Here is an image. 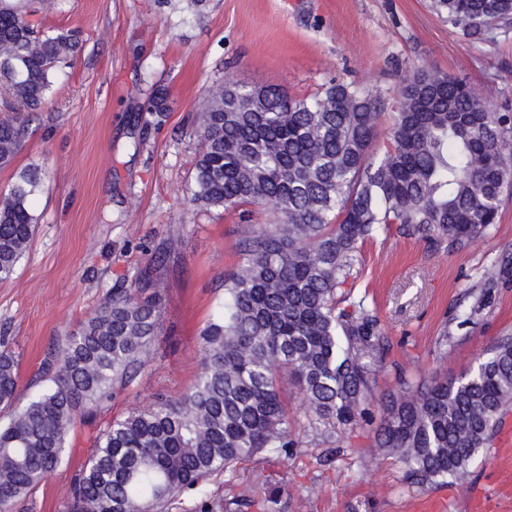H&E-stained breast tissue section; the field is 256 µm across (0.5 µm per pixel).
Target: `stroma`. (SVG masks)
<instances>
[{"mask_svg": "<svg viewBox=\"0 0 512 512\" xmlns=\"http://www.w3.org/2000/svg\"><path fill=\"white\" fill-rule=\"evenodd\" d=\"M47 27L74 34L80 51L63 67L0 190L35 165L45 168L34 199L29 251L0 281V332L18 364L17 405L39 391L46 352L78 328L115 288H127L153 253L162 330L137 384L99 417L174 399L200 370V332L224 301V277L240 262L241 211H206L189 201L196 160V106L234 80L309 97L340 80L384 102L404 76L444 72L473 85L488 106L512 111V32L475 39L452 28L432 0H55ZM168 108L149 109L154 91ZM512 259V192L499 220L459 252L385 231L364 242L356 294L377 308L393 360L413 377L433 367L447 339V372L457 378L512 336V272L493 285L484 268ZM484 306H476L477 296ZM95 432L76 425L72 457L15 512H67V491ZM293 456L261 455L213 477L203 497L176 512H512V453L489 443L460 485L411 483L392 458L367 459L364 430L343 440L306 429ZM344 453H337L338 444Z\"/></svg>", "mask_w": 512, "mask_h": 512, "instance_id": "35a3bbf8", "label": "stroma"}]
</instances>
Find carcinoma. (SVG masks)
Masks as SVG:
<instances>
[{
	"label": "carcinoma",
	"instance_id": "cac0c4a2",
	"mask_svg": "<svg viewBox=\"0 0 512 512\" xmlns=\"http://www.w3.org/2000/svg\"><path fill=\"white\" fill-rule=\"evenodd\" d=\"M48 0H0V88L14 100L0 118V168L49 100L53 76L79 49L45 26ZM465 35L512 29V0H433ZM378 101L331 82L297 98L276 87L216 86L198 113L190 202L206 210L249 206L273 218L241 224L242 262L224 277V303L201 332V367L175 400L131 409L99 428L68 498L70 512H171L220 473L260 454L300 447L283 391L308 400V426L347 433L370 426L390 342L376 309L342 288L363 242L390 227L434 250H462L498 218L512 190V113L494 112L463 80L418 70L397 100L391 142L372 151ZM44 173H21L0 194V280L28 252L31 202ZM162 299L144 273L114 288L78 329L50 348L48 387L14 406L18 361L0 338V512L66 464L77 421L93 422L151 361ZM396 387L360 452L393 457L418 483L463 480L512 406V336L477 367L419 383L394 365Z\"/></svg>",
	"mask_w": 512,
	"mask_h": 512
}]
</instances>
